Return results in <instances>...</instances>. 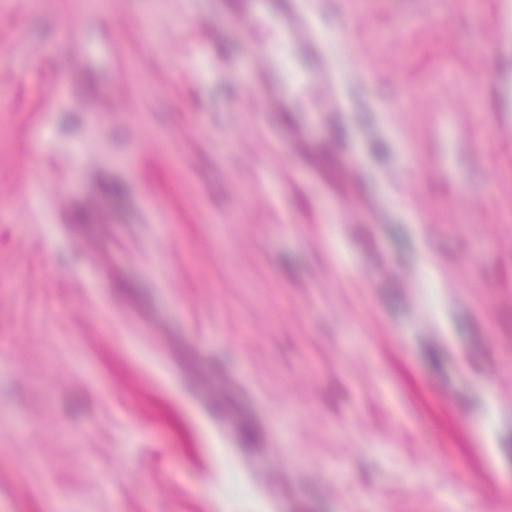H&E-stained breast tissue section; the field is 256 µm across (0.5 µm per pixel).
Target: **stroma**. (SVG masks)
Segmentation results:
<instances>
[{"instance_id":"35a3bbf8","label":"stroma","mask_w":512,"mask_h":512,"mask_svg":"<svg viewBox=\"0 0 512 512\" xmlns=\"http://www.w3.org/2000/svg\"><path fill=\"white\" fill-rule=\"evenodd\" d=\"M314 7L330 122L224 0H0V512H512V0Z\"/></svg>"}]
</instances>
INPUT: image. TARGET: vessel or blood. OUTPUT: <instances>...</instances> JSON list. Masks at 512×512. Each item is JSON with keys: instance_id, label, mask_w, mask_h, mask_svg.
<instances>
[{"instance_id": "vessel-or-blood-1", "label": "vessel or blood", "mask_w": 512, "mask_h": 512, "mask_svg": "<svg viewBox=\"0 0 512 512\" xmlns=\"http://www.w3.org/2000/svg\"><path fill=\"white\" fill-rule=\"evenodd\" d=\"M224 10L242 35L260 26L274 34L272 42L250 46L246 60L224 62L228 74L247 68L252 111H287L298 84L316 95L325 115L349 111L343 78L313 20L311 0H224Z\"/></svg>"}]
</instances>
